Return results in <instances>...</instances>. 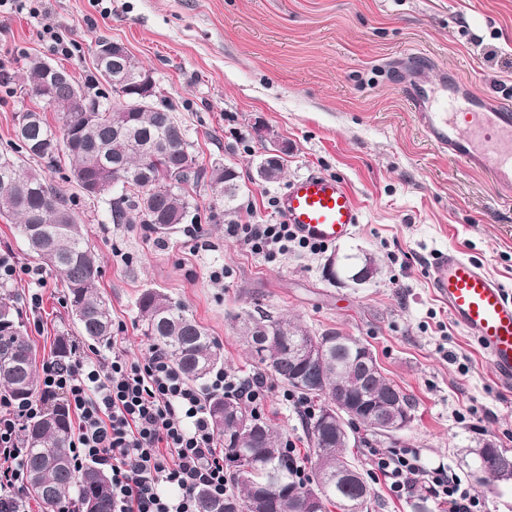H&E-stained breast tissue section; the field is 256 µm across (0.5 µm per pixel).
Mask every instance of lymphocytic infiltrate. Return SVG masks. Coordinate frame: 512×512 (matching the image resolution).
<instances>
[{
	"label": "lymphocytic infiltrate",
	"mask_w": 512,
	"mask_h": 512,
	"mask_svg": "<svg viewBox=\"0 0 512 512\" xmlns=\"http://www.w3.org/2000/svg\"><path fill=\"white\" fill-rule=\"evenodd\" d=\"M8 13L38 19L39 38L58 53H72L70 42L42 17L37 0H0ZM225 236L256 254L276 259L303 247L285 224H229ZM41 393L26 404L0 394V512H32L26 496V423L62 401L77 421L70 453L76 467L94 463L112 482L113 512H196L195 492L213 497L227 492L224 456L201 389L174 367L165 351L149 344L143 359L131 357L113 341L108 358L91 357L83 343L72 342L67 363L49 359L39 373ZM211 387L244 401L256 415L279 393L273 379L257 375L244 380L220 371ZM373 467L396 498L425 485L447 512H478L480 500L456 474L426 468L416 454L394 448L371 451Z\"/></svg>",
	"instance_id": "1"
}]
</instances>
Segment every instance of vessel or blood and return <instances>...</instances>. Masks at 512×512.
<instances>
[{
  "mask_svg": "<svg viewBox=\"0 0 512 512\" xmlns=\"http://www.w3.org/2000/svg\"><path fill=\"white\" fill-rule=\"evenodd\" d=\"M403 96L426 139L463 167L487 173L512 197V107L459 90L440 70L433 86L409 82ZM283 221L307 241L329 246L349 237L362 211L347 181L311 172L293 179L276 199ZM432 286L453 320L475 334L501 382L512 384V292L456 252L432 267Z\"/></svg>",
  "mask_w": 512,
  "mask_h": 512,
  "instance_id": "vessel-or-blood-1",
  "label": "vessel or blood"
}]
</instances>
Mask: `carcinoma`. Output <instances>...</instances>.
<instances>
[{
	"label": "carcinoma",
	"instance_id": "obj_1",
	"mask_svg": "<svg viewBox=\"0 0 512 512\" xmlns=\"http://www.w3.org/2000/svg\"><path fill=\"white\" fill-rule=\"evenodd\" d=\"M95 70L81 83L63 67L38 56L26 58L23 87L58 112L59 125L51 126L36 110L16 116L15 141L0 152V215L17 221L28 248L64 282L78 334L108 347L112 310L99 287L98 254L71 204L30 163L50 165L66 155L74 182L88 195L108 194L120 186L126 211H116L112 218L135 213L141 223L160 234L173 232L189 215L192 201L187 186L207 182L217 204L229 215L239 211V186L234 168L216 163L206 170L196 164L187 130L173 116L172 105L155 101L129 112L122 101L125 88L114 75L112 63ZM82 94L97 103L99 111H84L77 100ZM149 145L156 146V152L147 163L144 151ZM136 306L143 335L161 346L173 365L204 391L210 421L231 467V489L224 499L199 489L196 512H251L253 502L262 503L265 512H302L304 496L312 489L323 496L321 512H327L329 505L339 512H354L351 504L367 508L370 489L346 454L347 428L359 423L375 432L373 413L389 416L398 403L400 411L412 418L415 404L385 376L366 344L334 328L314 332L259 308L244 309L232 317L260 372L270 373L306 400L320 401L314 415L305 420L313 447L312 475L299 484L288 456L282 453L281 435L271 424L207 387L208 376L224 366L207 329L184 304L154 288L144 290ZM259 327L264 340L258 348L254 336ZM70 342L67 331L57 337V361L69 358ZM314 343L320 346L316 359L296 361V352ZM35 368L19 297L10 285L0 282V392L19 402L32 399L37 391ZM341 399L353 405L354 416L327 409ZM24 437L27 491L42 502L45 512H56L72 499L78 503V512H112L110 478L91 464L80 472L73 468L71 420L62 404L26 424ZM475 470L486 481L503 471L512 472V452L485 447L474 454L470 471Z\"/></svg>",
	"mask_w": 512,
	"mask_h": 512
}]
</instances>
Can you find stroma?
I'll list each match as a JSON object with an SVG mask.
<instances>
[{"label": "stroma", "instance_id": "stroma-1", "mask_svg": "<svg viewBox=\"0 0 512 512\" xmlns=\"http://www.w3.org/2000/svg\"><path fill=\"white\" fill-rule=\"evenodd\" d=\"M42 7L76 42L75 54L59 57L29 14H4L0 69L13 72L39 56L82 80L94 71L96 41L122 43L173 103L198 165L233 167L242 184L239 212L216 220L206 183L191 189L209 244L199 251L181 227L160 235L114 223L108 198L63 180L68 159L49 171L101 257L100 286L131 356L143 357L149 342L136 300L158 288L208 330L225 370L253 376L230 316L260 305L316 331L357 337L413 398L414 418L395 438L350 429L347 455L361 473L371 469V449L393 445L463 479L468 449L492 439L512 450V386L496 380L429 275L438 254L456 250L512 290V198L426 140L401 91L407 72L389 67L413 49L423 55V81L445 68L512 105V0H43ZM28 108L57 121L43 102L0 88V150ZM281 145L288 148L282 181L261 182L258 164ZM311 172L344 177L362 207V224L336 248L376 259L378 274L365 287L329 282L327 252L271 261L224 237L228 224L279 221L274 201L285 182ZM216 269L224 272L218 283L210 279ZM16 289L35 357L45 361L58 334L74 328L65 290L53 273L39 305L28 300V282ZM265 416L311 456L294 402L270 400Z\"/></svg>", "mask_w": 512, "mask_h": 512}]
</instances>
